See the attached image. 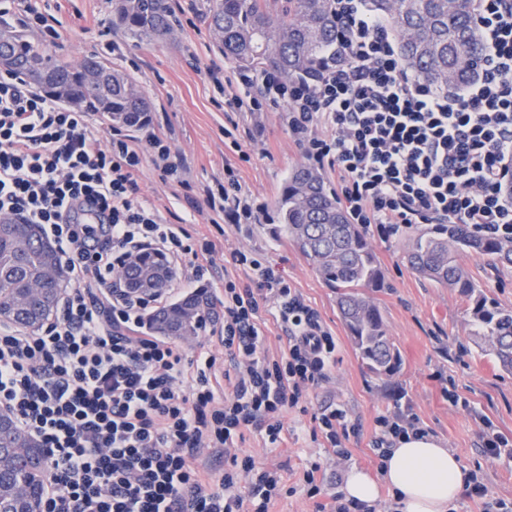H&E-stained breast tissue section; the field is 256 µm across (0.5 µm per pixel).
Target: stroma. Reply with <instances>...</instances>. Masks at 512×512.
Wrapping results in <instances>:
<instances>
[{
  "label": "stroma",
  "mask_w": 512,
  "mask_h": 512,
  "mask_svg": "<svg viewBox=\"0 0 512 512\" xmlns=\"http://www.w3.org/2000/svg\"><path fill=\"white\" fill-rule=\"evenodd\" d=\"M176 23L162 41L137 42L112 27V0H42L40 7L55 36L46 48L71 61L96 54L129 74L151 103L147 125L134 130L136 139L148 133L165 135L179 154L187 187L162 180L151 163L138 176L145 204L164 219L178 216L197 229L209 231L214 212L205 208V190L222 182L234 170L243 188L274 206L291 169L304 157L294 144L284 113H263L259 125L246 115L224 107V97L207 77L208 68L234 70L224 58L209 27L211 0H170ZM238 126L236 139L225 138V128ZM413 230L369 243L384 275L382 287L369 295L381 310L401 356V370L391 378L369 374L358 358L338 316L336 293L316 275L311 264L289 241L278 218L261 224H228L218 240L220 253L245 247L258 252L289 281L336 338V367L330 378L310 390L305 409L289 410L281 447L265 444L259 432L248 433L243 450L257 466L279 468L285 481L271 512H313L301 477L311 463H319L326 493L339 492L351 468L377 472L379 461L371 450L374 419L387 412H413L427 429L460 456L468 468H480L486 485L484 501L461 497L450 512H484L488 503L512 500V457L483 456L482 419L512 436V374L503 371L475 335L457 292L416 274L406 252ZM473 281L485 295L512 308V265H493L467 255L463 258ZM454 382L462 399L451 406L441 392L439 376ZM345 412L359 434L346 446L347 460H337L324 439H312L311 416L325 407Z\"/></svg>",
  "instance_id": "1"
}]
</instances>
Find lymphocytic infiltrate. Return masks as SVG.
Instances as JSON below:
<instances>
[{
    "label": "lymphocytic infiltrate",
    "mask_w": 512,
    "mask_h": 512,
    "mask_svg": "<svg viewBox=\"0 0 512 512\" xmlns=\"http://www.w3.org/2000/svg\"><path fill=\"white\" fill-rule=\"evenodd\" d=\"M473 2L484 59L448 90L406 69L390 20L368 0H332L336 51L317 79L246 69L225 78L217 68L208 77L231 111H284L309 164L335 172L351 223L378 238L465 224L510 242L512 0ZM147 160L161 179L181 181L161 134L141 145L115 127L100 138L89 113L0 71V217L37 225L70 283L38 327H0V409L46 452L42 512H270L283 478L238 445L254 430L281 443L288 409L335 366L336 338L259 253L236 249L227 259L249 282L216 278L214 237L142 203L136 175ZM206 205L233 224L258 223L266 209L231 170ZM147 252L188 283L215 288L219 349L200 343L189 355L150 330L168 291L137 294L123 282L129 261ZM270 310L287 338L277 357L259 331ZM312 420L347 459L357 427L336 408ZM423 430L416 414L378 415L372 451L385 457ZM207 450L222 467L204 460Z\"/></svg>",
    "instance_id": "obj_1"
}]
</instances>
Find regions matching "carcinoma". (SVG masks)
Here are the masks:
<instances>
[{"label":"carcinoma","mask_w":512,"mask_h":512,"mask_svg":"<svg viewBox=\"0 0 512 512\" xmlns=\"http://www.w3.org/2000/svg\"><path fill=\"white\" fill-rule=\"evenodd\" d=\"M373 13L388 16L400 53L414 76L440 89L454 87L478 72L483 44L471 11V0H369ZM170 0H112V26L136 40H163L172 31ZM210 26L224 58L242 68L272 69L284 78L313 79L327 55L336 49V16L330 0H283L272 9L267 0H213ZM0 52L8 67L30 77L37 87L61 102L96 112L110 121L138 128L150 112L143 91L129 75L96 56L78 65L64 62L26 34L0 29ZM279 223L316 274L336 290V304L366 370L390 378L401 368L399 351L387 333L378 307L366 293L383 280L375 254L362 230L327 188L323 173L308 165L292 169L276 201ZM0 235V306H15L12 322L35 328L39 311L55 293L45 283L32 294L41 271L57 265L52 245L35 231L17 243L20 225ZM463 252L512 264V243L473 235L464 224H439L417 233L408 251L412 269L468 301L467 315L484 337L498 365L512 373V310L488 300L477 289L460 260ZM166 262L138 257L128 268L147 276ZM211 300L201 290L163 306L150 318L163 336H187L210 312ZM44 460L26 455L0 461V508L34 512L38 508Z\"/></svg>","instance_id":"1"}]
</instances>
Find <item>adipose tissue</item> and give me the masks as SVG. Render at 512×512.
Returning a JSON list of instances; mask_svg holds the SVG:
<instances>
[{
	"instance_id": "obj_1",
	"label": "adipose tissue",
	"mask_w": 512,
	"mask_h": 512,
	"mask_svg": "<svg viewBox=\"0 0 512 512\" xmlns=\"http://www.w3.org/2000/svg\"><path fill=\"white\" fill-rule=\"evenodd\" d=\"M471 477L460 456L441 446L432 434L400 439L382 459L378 476L351 469L346 499L373 504L381 486H388L401 512H448Z\"/></svg>"
}]
</instances>
